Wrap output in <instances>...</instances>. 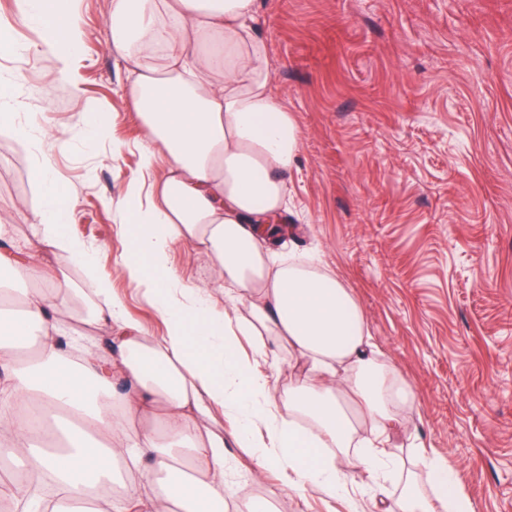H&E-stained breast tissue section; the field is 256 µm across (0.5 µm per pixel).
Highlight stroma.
I'll return each mask as SVG.
<instances>
[{"instance_id":"1","label":"stroma","mask_w":512,"mask_h":512,"mask_svg":"<svg viewBox=\"0 0 512 512\" xmlns=\"http://www.w3.org/2000/svg\"><path fill=\"white\" fill-rule=\"evenodd\" d=\"M111 0H75L82 79L56 75L54 57L17 55L38 43L15 0H0V101H23L43 129L30 153L0 126V223L32 236L45 203L38 172L73 200L68 230L94 254L130 318L153 335L165 326L150 300L120 276L129 254L121 226L130 180L144 172L150 137L133 111L131 77L108 47ZM255 26L268 48L272 86L299 129L283 179L288 224L270 248L316 260L361 307L379 362L413 393L389 450L401 467L368 484L361 451L340 457L350 500L300 496L276 471L259 472L236 439V420L214 412L224 436L228 512L249 499L271 512H395L413 452L447 457L476 512H512V0H258ZM104 117L98 141L86 136ZM173 266L190 287L210 282L208 258L175 246ZM65 270L70 303L55 317L62 351L83 333L96 355L107 323H88V276ZM261 372L278 371L273 396L288 407L295 352L267 343Z\"/></svg>"}]
</instances>
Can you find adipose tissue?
Masks as SVG:
<instances>
[{
	"label": "adipose tissue",
	"instance_id": "obj_1",
	"mask_svg": "<svg viewBox=\"0 0 512 512\" xmlns=\"http://www.w3.org/2000/svg\"><path fill=\"white\" fill-rule=\"evenodd\" d=\"M111 4L108 45L127 64L130 100L152 140L143 165L163 167L152 192L138 181L127 188L131 249L120 271L152 300L166 333L158 339L128 322L110 276L95 272L88 247L66 230L70 201L39 173L46 205L35 216L37 234L21 245L0 224V274L45 276L41 255L51 250L89 271L101 303L90 319L110 322L115 334L108 358L88 356L70 367L49 314L65 308L67 296H22L17 319L0 332V449L23 461L25 475L1 477L0 498L27 501L49 478L60 499H99L121 457L165 480L153 494L130 484L113 498L112 512H223L224 437L201 430L217 409L252 440L260 470L282 471L287 485L304 492L344 497L349 487L337 453L350 446L355 428L337 403L343 392L372 423L362 461L369 480L380 482L399 424L398 379L387 369L366 378L370 335L335 277L313 266L269 265L261 222L286 203L278 174L294 161L299 131L271 87L266 44L253 26L256 0ZM20 8L41 30L44 51L79 52L65 0H21ZM178 244L208 255L211 283L182 285L170 261ZM230 303L246 305V316L230 315ZM32 335L36 354L18 368V341ZM240 336L254 337L261 358L269 336L300 355L287 412L272 398L271 378L239 356ZM343 363L351 374L340 387L336 367ZM157 408L162 430L135 425ZM423 463L432 496L408 481L399 512H475L446 458L429 454Z\"/></svg>",
	"mask_w": 512,
	"mask_h": 512
}]
</instances>
